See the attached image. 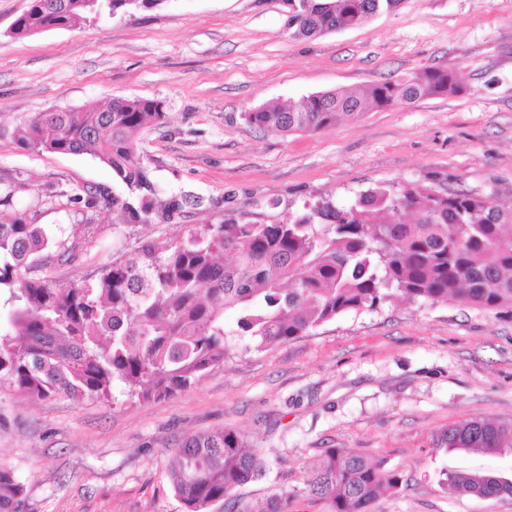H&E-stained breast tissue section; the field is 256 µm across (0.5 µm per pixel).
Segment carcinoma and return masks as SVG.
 I'll use <instances>...</instances> for the list:
<instances>
[{
  "mask_svg": "<svg viewBox=\"0 0 512 512\" xmlns=\"http://www.w3.org/2000/svg\"><path fill=\"white\" fill-rule=\"evenodd\" d=\"M33 2L14 36L70 27L86 19L85 0ZM399 0H288L297 33L351 29ZM459 91L455 73L429 68L358 92L310 94L299 108L260 107L247 122L288 136L319 132L341 117L359 119ZM164 118L160 102L114 98L85 111L41 112L15 139L38 152L93 154L135 197L112 200L125 224L170 218L177 200L155 206V190L137 156L141 131ZM0 197V382L31 397L66 394L109 399L121 386L149 400L188 387L224 363L229 337L261 350L304 336L349 312L392 298L458 301L512 319V205L471 193L442 196L425 186H377L354 201L322 200L272 224H206L185 243L147 241L101 266L91 281L56 284L29 275L51 248L66 255L50 229ZM410 220H405V217ZM234 317L226 327V315ZM438 447L512 457V424L468 419L448 426ZM265 464L231 427L187 437L170 473L188 512L205 509L259 479ZM404 476L347 448H326L305 477L307 491L331 512H368ZM458 495H512V476L482 469L445 473ZM23 484L0 466V512H20Z\"/></svg>",
  "mask_w": 512,
  "mask_h": 512,
  "instance_id": "cac0c4a2",
  "label": "carcinoma"
}]
</instances>
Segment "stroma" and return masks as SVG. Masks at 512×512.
Returning <instances> with one entry per match:
<instances>
[{"instance_id":"stroma-1","label":"stroma","mask_w":512,"mask_h":512,"mask_svg":"<svg viewBox=\"0 0 512 512\" xmlns=\"http://www.w3.org/2000/svg\"><path fill=\"white\" fill-rule=\"evenodd\" d=\"M25 6L0 0V188L70 254L35 276L88 280L147 240L185 241L227 219L270 224L381 184L512 202V0H400L314 39L295 37L286 0H162L18 39L10 28ZM430 67L454 71L460 92L312 134L283 137L244 118ZM113 97L162 105L138 157L158 205L184 199L171 220L121 223L112 200L129 190L107 164L13 138L37 113ZM471 418L512 423V320L455 302H394L261 351L232 338L222 365L147 401L33 399L2 382L0 464L24 485L21 512H186L173 451L227 426L268 462L238 490L241 512L280 494L291 512H331L303 476L332 447L403 473L370 512H512V496H455L441 484L456 468L512 472V457L436 451L440 432Z\"/></svg>"}]
</instances>
